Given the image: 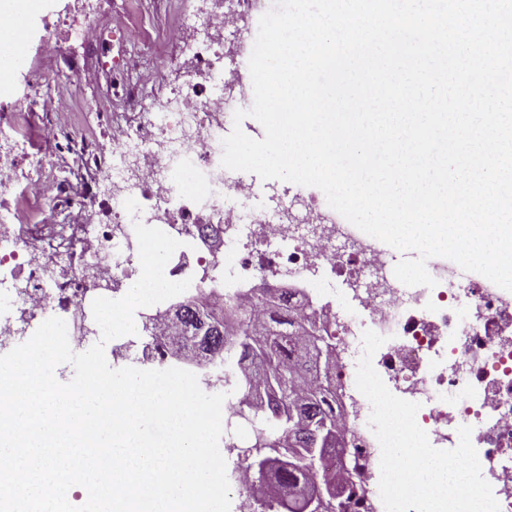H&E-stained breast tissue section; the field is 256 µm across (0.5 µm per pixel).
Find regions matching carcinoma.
I'll list each match as a JSON object with an SVG mask.
<instances>
[{
	"mask_svg": "<svg viewBox=\"0 0 512 512\" xmlns=\"http://www.w3.org/2000/svg\"><path fill=\"white\" fill-rule=\"evenodd\" d=\"M233 316L228 323L224 309H205L186 299L178 303L165 330L178 354L191 348L197 355H222L226 361L238 357L260 366L263 398L251 396L247 379L224 378L239 398L238 421L250 428L244 460L259 480L275 476L265 512H305V491L315 492L327 477L336 476L324 460L339 456L344 444L333 434L336 412L330 390L317 383L315 390L305 392L299 378L317 376L320 360L331 358L336 345L313 324L302 322L288 296L272 304L263 323L237 309Z\"/></svg>",
	"mask_w": 512,
	"mask_h": 512,
	"instance_id": "1",
	"label": "carcinoma"
}]
</instances>
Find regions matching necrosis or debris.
<instances>
[{"label": "necrosis or debris", "mask_w": 512, "mask_h": 512, "mask_svg": "<svg viewBox=\"0 0 512 512\" xmlns=\"http://www.w3.org/2000/svg\"><path fill=\"white\" fill-rule=\"evenodd\" d=\"M210 2L201 33L191 36L180 26L169 34L182 43L191 71L158 111L141 113L134 124L98 115L112 128L107 154L93 150L86 136L72 137L93 182L78 187L50 175L45 158L28 152L19 120L0 123V146L12 155L0 162V191L17 187L30 198L53 200L65 218L61 242L37 245L23 214L0 205V291L16 298L13 313L0 317V335H26L34 322L61 312L72 349L100 337L92 302L138 280L134 224L142 222L180 241L165 274L190 280L197 301L237 302L259 287L289 290L302 295L303 317L335 336L336 356L322 382L343 397L336 413L353 465L341 512H385L371 405L356 388L367 330L386 336L374 368L394 395L419 403L416 421L430 444L454 449L459 427H471L500 512H512V292L486 278L455 286L454 271L440 257L427 264L434 288L402 284L388 245L337 219L320 191L305 198L297 224L278 204L247 210L253 187L226 178L221 140L238 101L253 88L239 67L225 64L224 36L232 34L247 51L266 0H235L231 13L222 0ZM111 354L117 363L135 359L164 369L177 359L142 326L131 338H116ZM219 446L231 512H262L265 487L227 441Z\"/></svg>", "instance_id": "1"}]
</instances>
